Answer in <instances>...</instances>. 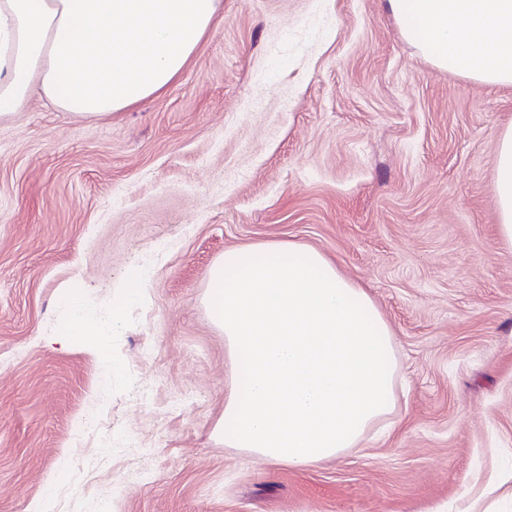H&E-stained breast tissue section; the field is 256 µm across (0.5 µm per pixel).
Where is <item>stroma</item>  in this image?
<instances>
[{
    "label": "stroma",
    "mask_w": 512,
    "mask_h": 512,
    "mask_svg": "<svg viewBox=\"0 0 512 512\" xmlns=\"http://www.w3.org/2000/svg\"><path fill=\"white\" fill-rule=\"evenodd\" d=\"M223 2L159 96L0 121V512H512V87L435 69L386 0ZM278 240L365 289L405 382L385 434L304 469L225 447L206 302L226 250ZM147 254L117 332L47 345L65 291L105 314ZM495 195L499 238L512 252V125L504 127L497 137Z\"/></svg>",
    "instance_id": "obj_1"
}]
</instances>
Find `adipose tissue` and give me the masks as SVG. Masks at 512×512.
Segmentation results:
<instances>
[{
	"label": "adipose tissue",
	"instance_id": "1",
	"mask_svg": "<svg viewBox=\"0 0 512 512\" xmlns=\"http://www.w3.org/2000/svg\"><path fill=\"white\" fill-rule=\"evenodd\" d=\"M402 36L434 67L512 85V0H387ZM223 0H0V120L32 96L94 120L165 91ZM498 234L512 252V125L497 137ZM232 388L224 445L308 468L361 447L395 410L392 331L366 292L320 250L290 241L225 251L207 276ZM60 346L105 330L77 294Z\"/></svg>",
	"mask_w": 512,
	"mask_h": 512
}]
</instances>
